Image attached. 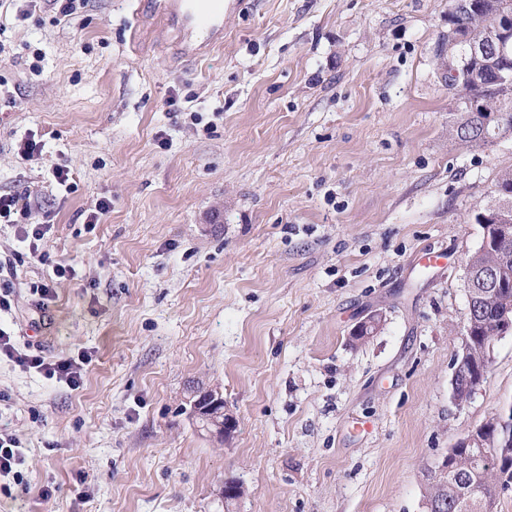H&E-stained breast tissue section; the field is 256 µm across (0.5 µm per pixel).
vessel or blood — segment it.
<instances>
[{
  "instance_id": "b4317fda",
  "label": "vessel or blood",
  "mask_w": 512,
  "mask_h": 512,
  "mask_svg": "<svg viewBox=\"0 0 512 512\" xmlns=\"http://www.w3.org/2000/svg\"><path fill=\"white\" fill-rule=\"evenodd\" d=\"M243 5L244 0H155V12L175 28L180 54L193 57L204 49L196 38L198 31H205L208 40H221L225 10H239Z\"/></svg>"
}]
</instances>
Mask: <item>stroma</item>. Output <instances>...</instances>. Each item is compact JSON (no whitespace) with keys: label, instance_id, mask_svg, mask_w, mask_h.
I'll use <instances>...</instances> for the list:
<instances>
[{"label":"stroma","instance_id":"1","mask_svg":"<svg viewBox=\"0 0 512 512\" xmlns=\"http://www.w3.org/2000/svg\"><path fill=\"white\" fill-rule=\"evenodd\" d=\"M153 7L0 15V195L52 214L42 248L76 270L54 280L0 223L17 300L0 328L93 355L76 390L0 361L31 486L0 512H423L438 460L512 403V334L451 398L467 217L512 138L449 133L450 0H245L191 59ZM198 388L234 411L231 442L190 417ZM228 476L246 489L230 510Z\"/></svg>","mask_w":512,"mask_h":512}]
</instances>
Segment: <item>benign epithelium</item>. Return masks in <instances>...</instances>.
Wrapping results in <instances>:
<instances>
[{
    "instance_id": "benign-epithelium-1",
    "label": "benign epithelium",
    "mask_w": 512,
    "mask_h": 512,
    "mask_svg": "<svg viewBox=\"0 0 512 512\" xmlns=\"http://www.w3.org/2000/svg\"><path fill=\"white\" fill-rule=\"evenodd\" d=\"M489 5L484 6L480 0L472 2L475 11H483L492 18L490 25L481 28L475 34L465 37L451 36L448 42V66L445 74L448 82L460 80L462 71L470 69V78L476 86V90L470 93L469 99L463 104V108L470 111L483 110L477 89L483 86L484 75L481 74L480 65L488 57L501 58L507 62L512 59V0H487ZM501 99L512 97V74L507 69H497L492 78ZM475 288H483L488 293H495L502 288H511L512 281L500 278L493 266L487 265L480 269L477 276L472 278ZM471 325H466L461 333L460 350L456 354L453 366L459 370L470 361L472 340ZM190 415L200 427L216 435L218 438L229 442L233 438L237 427V419L233 411L225 406L221 394L207 390H196L190 401ZM493 437L497 443V451L494 457L482 463V471L488 472L503 466L512 464V405L503 408L495 415L493 425ZM484 445L483 432L476 430L462 438L455 447L448 450V456L459 453L464 448H476ZM224 501H238L245 495L244 485L237 479L226 478L222 487Z\"/></svg>"
}]
</instances>
